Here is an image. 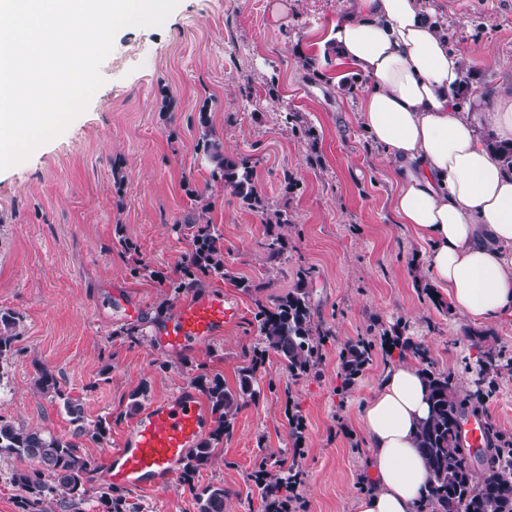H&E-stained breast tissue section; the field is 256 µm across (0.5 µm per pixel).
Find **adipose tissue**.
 Wrapping results in <instances>:
<instances>
[{"label": "adipose tissue", "mask_w": 512, "mask_h": 512, "mask_svg": "<svg viewBox=\"0 0 512 512\" xmlns=\"http://www.w3.org/2000/svg\"><path fill=\"white\" fill-rule=\"evenodd\" d=\"M333 40L368 79L359 117L393 161L394 213L429 245L432 279L465 320L512 316V169L454 104L461 54L425 0H350ZM428 413L421 369L389 366L360 416L375 488L358 512H416L428 469L415 437Z\"/></svg>", "instance_id": "ef3b65f1"}]
</instances>
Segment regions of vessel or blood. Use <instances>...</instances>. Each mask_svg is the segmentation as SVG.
Returning a JSON list of instances; mask_svg holds the SVG:
<instances>
[{
    "instance_id": "obj_1",
    "label": "vessel or blood",
    "mask_w": 512,
    "mask_h": 512,
    "mask_svg": "<svg viewBox=\"0 0 512 512\" xmlns=\"http://www.w3.org/2000/svg\"><path fill=\"white\" fill-rule=\"evenodd\" d=\"M237 306L212 290L179 302L156 332L159 351L178 353L202 347L236 323ZM207 422L201 394L184 387L143 407L122 431L106 459L113 488L147 492L168 487L176 468L200 441Z\"/></svg>"
}]
</instances>
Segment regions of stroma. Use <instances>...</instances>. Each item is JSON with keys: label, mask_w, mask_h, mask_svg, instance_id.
<instances>
[{"label": "stroma", "mask_w": 512, "mask_h": 512, "mask_svg": "<svg viewBox=\"0 0 512 512\" xmlns=\"http://www.w3.org/2000/svg\"><path fill=\"white\" fill-rule=\"evenodd\" d=\"M349 0H180L159 27H125L101 65L87 109L24 162L0 171V310L20 318L18 354L0 391V416L59 435L65 414L41 394L36 368L58 372L87 421L108 417V440L82 439L100 463L144 403L212 381L235 388L261 349L258 305L273 307L300 271L315 321L328 337L305 378L291 379L274 354L256 374L257 401L237 415L192 484H223L224 512H261L256 470L301 472L305 512H357L373 487L360 416L388 366L387 339L404 332L429 350L430 369L474 391L482 346L512 357V316L465 322L426 271L428 247L393 211L388 163L356 114L365 77L320 44ZM449 48L463 52L456 100L482 144L495 142L489 113L512 96V0H431ZM224 155L248 159L262 206L251 209L210 179L197 149L201 126ZM288 216L275 224L274 213ZM224 234V278L197 275L196 292L222 289L240 309L210 344L181 354L150 337L174 306L166 294L193 250L195 224ZM180 225L173 233L172 225ZM282 242L270 254L268 236ZM150 273L131 274L133 262ZM123 295L136 321L112 306ZM372 360L344 394L340 353L358 338ZM494 431L512 436V371L469 402ZM180 477L152 492L123 491L136 512H197Z\"/></svg>", "instance_id": "35a3bbf8"}]
</instances>
